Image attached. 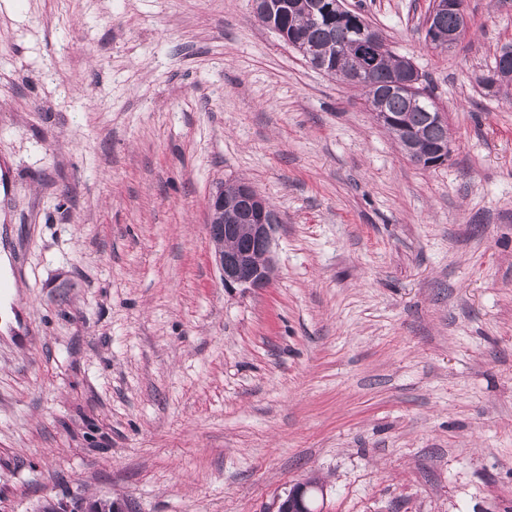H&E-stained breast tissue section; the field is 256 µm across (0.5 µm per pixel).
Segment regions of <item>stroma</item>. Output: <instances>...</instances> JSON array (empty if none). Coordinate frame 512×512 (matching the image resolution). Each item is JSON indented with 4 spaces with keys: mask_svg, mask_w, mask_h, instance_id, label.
<instances>
[{
    "mask_svg": "<svg viewBox=\"0 0 512 512\" xmlns=\"http://www.w3.org/2000/svg\"><path fill=\"white\" fill-rule=\"evenodd\" d=\"M409 58L452 153L411 163L251 0H0V512H512V0H343ZM274 205L230 289L208 199ZM448 9H453L459 12ZM462 9L463 5L461 4L460 0H436L435 8L432 12L430 20L427 23L426 39L432 35L433 40L439 41V43L436 44V47H446L447 49L451 47L456 41V34L449 32H453L458 28L466 31L465 15L460 13ZM433 15L434 18L432 21ZM447 38L448 40H446ZM447 43L448 45L445 46ZM504 52V51H503ZM501 52L495 57L493 66L488 70L487 75L482 78V84L488 91L495 88L500 90L502 87H509L512 85V50L511 61L505 62L504 55ZM323 496V486L314 480L296 484L287 497L280 503L278 512H319L315 506L316 493Z\"/></svg>",
    "mask_w": 512,
    "mask_h": 512,
    "instance_id": "obj_1",
    "label": "stroma"
}]
</instances>
